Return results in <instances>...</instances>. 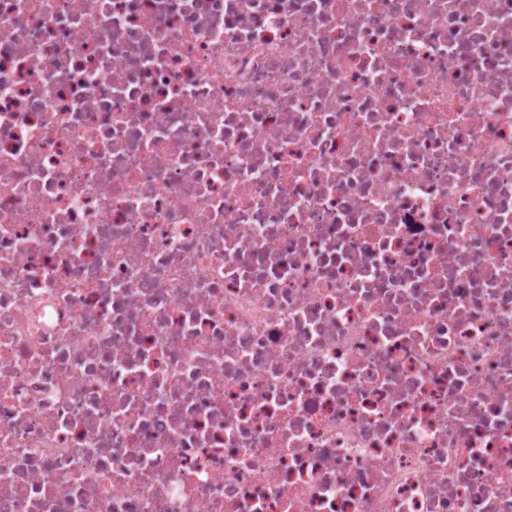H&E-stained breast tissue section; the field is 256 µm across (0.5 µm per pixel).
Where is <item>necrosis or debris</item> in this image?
<instances>
[{"label":"necrosis or debris","instance_id":"necrosis-or-debris-1","mask_svg":"<svg viewBox=\"0 0 512 512\" xmlns=\"http://www.w3.org/2000/svg\"><path fill=\"white\" fill-rule=\"evenodd\" d=\"M0 512H512V0H0Z\"/></svg>","mask_w":512,"mask_h":512}]
</instances>
